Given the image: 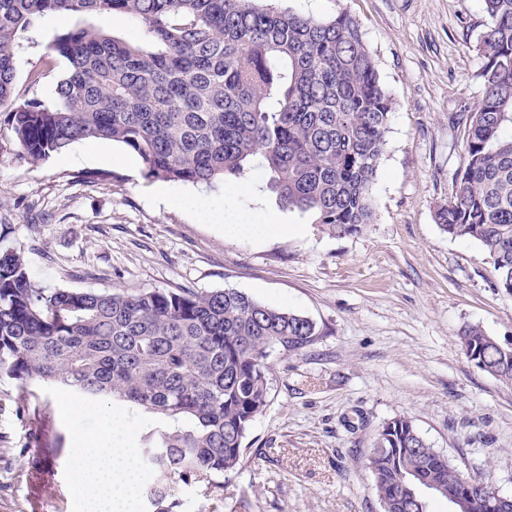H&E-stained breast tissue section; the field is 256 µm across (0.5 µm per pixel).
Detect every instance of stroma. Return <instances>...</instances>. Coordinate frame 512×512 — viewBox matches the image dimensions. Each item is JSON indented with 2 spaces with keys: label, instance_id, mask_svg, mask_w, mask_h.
Listing matches in <instances>:
<instances>
[{
  "label": "stroma",
  "instance_id": "1",
  "mask_svg": "<svg viewBox=\"0 0 512 512\" xmlns=\"http://www.w3.org/2000/svg\"><path fill=\"white\" fill-rule=\"evenodd\" d=\"M317 19H356L395 105L374 185V220L336 236L264 192L260 164L215 188L146 178L108 140L35 162L0 130V224L16 227L32 276L98 291L238 289L315 322L309 348L267 360L269 402L224 483L236 512H383L367 456L382 425L413 421L441 455L512 498V384L474 365L461 330L512 340V294L492 258L434 220L465 163L449 123L484 95L483 0H259ZM75 15L46 18L17 57V102L50 101L66 64L49 52ZM273 232H266V225ZM49 420L39 456L0 384V512H81L78 437L104 442L112 423L136 448L154 424L119 402L39 391Z\"/></svg>",
  "mask_w": 512,
  "mask_h": 512
}]
</instances>
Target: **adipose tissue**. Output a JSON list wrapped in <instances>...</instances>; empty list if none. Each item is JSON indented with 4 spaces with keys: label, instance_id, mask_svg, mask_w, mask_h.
Here are the masks:
<instances>
[{
    "label": "adipose tissue",
    "instance_id": "adipose-tissue-1",
    "mask_svg": "<svg viewBox=\"0 0 512 512\" xmlns=\"http://www.w3.org/2000/svg\"><path fill=\"white\" fill-rule=\"evenodd\" d=\"M78 485H91L84 512H134L136 501L135 454L129 448H101L80 439L76 450Z\"/></svg>",
    "mask_w": 512,
    "mask_h": 512
}]
</instances>
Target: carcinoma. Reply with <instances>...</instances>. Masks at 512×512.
Returning <instances> with one entry per match:
<instances>
[{
	"label": "carcinoma",
	"instance_id": "obj_1",
	"mask_svg": "<svg viewBox=\"0 0 512 512\" xmlns=\"http://www.w3.org/2000/svg\"><path fill=\"white\" fill-rule=\"evenodd\" d=\"M484 6V96L463 119L466 164L435 219L479 243L512 294V0ZM110 12L136 20L142 41L95 23ZM52 14L80 17L49 45L68 70L51 103L17 105V54ZM0 109L33 161L109 140L149 179L211 187L258 159L282 205L341 235L372 223L393 99L346 14L320 20L255 0H0ZM13 234L0 224V379L18 391L29 439L40 442L46 420L35 386L121 401L159 420L143 436L150 512H178L179 481L224 507V478L268 403L267 358L312 345L316 324L233 288H50ZM459 339L479 369L512 383L511 347L477 326ZM375 448L373 487L388 512H427L422 480L438 497L456 484L457 468L406 417L382 425Z\"/></svg>",
	"mask_w": 512,
	"mask_h": 512
}]
</instances>
